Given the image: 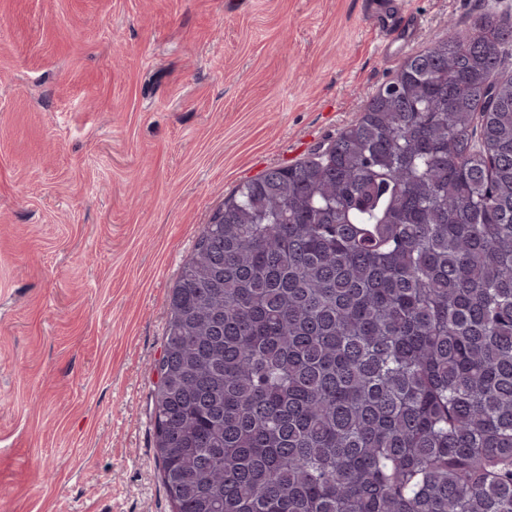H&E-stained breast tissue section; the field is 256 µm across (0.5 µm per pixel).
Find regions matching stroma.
Masks as SVG:
<instances>
[{"mask_svg": "<svg viewBox=\"0 0 512 512\" xmlns=\"http://www.w3.org/2000/svg\"><path fill=\"white\" fill-rule=\"evenodd\" d=\"M0 0V512H172L150 394L169 295L243 180L353 124L512 0ZM373 9L371 14L372 29L380 43V46L387 48L391 44V38L400 33L404 39L409 28L407 20L396 3L398 0H372Z\"/></svg>", "mask_w": 512, "mask_h": 512, "instance_id": "1", "label": "stroma"}]
</instances>
